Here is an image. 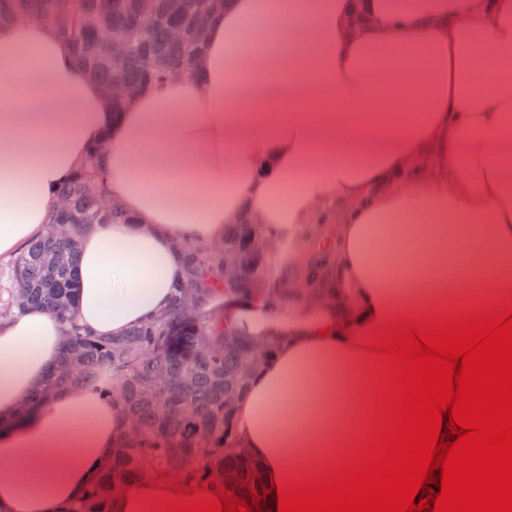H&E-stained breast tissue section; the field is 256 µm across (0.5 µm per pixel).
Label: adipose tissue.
<instances>
[{
    "instance_id": "obj_1",
    "label": "adipose tissue",
    "mask_w": 512,
    "mask_h": 512,
    "mask_svg": "<svg viewBox=\"0 0 512 512\" xmlns=\"http://www.w3.org/2000/svg\"><path fill=\"white\" fill-rule=\"evenodd\" d=\"M511 66L512 0H227L195 74L116 114L52 26H1L0 260L47 233L61 183L99 142L106 187L134 221L80 243L74 313L97 336L166 313L188 285L183 244L278 224L296 262L335 218L320 283H294L284 312L254 296L220 310L274 346L233 424L275 495L369 432V319L512 298ZM66 340L45 308L0 320V512L83 498L125 427L89 388L23 410ZM185 487L155 475L112 509L142 512L145 492Z\"/></svg>"
}]
</instances>
